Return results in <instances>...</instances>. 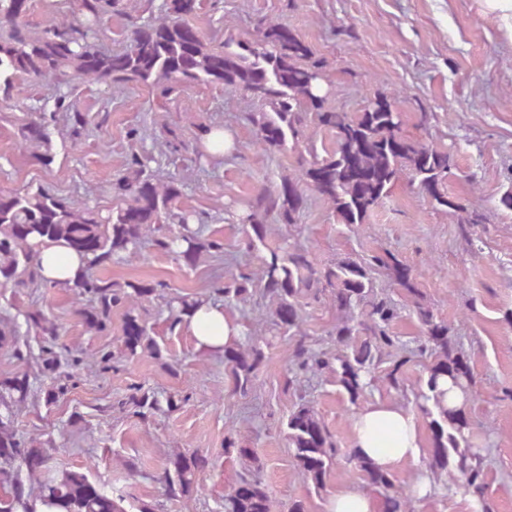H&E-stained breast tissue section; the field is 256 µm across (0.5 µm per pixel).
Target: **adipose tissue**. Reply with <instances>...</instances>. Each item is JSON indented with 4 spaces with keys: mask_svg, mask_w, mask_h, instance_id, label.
<instances>
[{
    "mask_svg": "<svg viewBox=\"0 0 512 512\" xmlns=\"http://www.w3.org/2000/svg\"><path fill=\"white\" fill-rule=\"evenodd\" d=\"M190 328L199 346L213 350L238 336L239 327L222 308L207 306L192 318ZM352 446L381 470L398 471L421 452L416 415L389 401H376L357 411L351 424Z\"/></svg>",
    "mask_w": 512,
    "mask_h": 512,
    "instance_id": "adipose-tissue-1",
    "label": "adipose tissue"
}]
</instances>
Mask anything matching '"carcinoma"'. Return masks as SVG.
Instances as JSON below:
<instances>
[{
    "label": "carcinoma",
    "instance_id": "cac0c4a2",
    "mask_svg": "<svg viewBox=\"0 0 512 512\" xmlns=\"http://www.w3.org/2000/svg\"><path fill=\"white\" fill-rule=\"evenodd\" d=\"M200 8L199 0H168L165 13L136 26L125 48L105 53L97 40L112 0H72V20L66 25L49 24L30 29L23 23L28 0H0V94L13 98L16 82L39 85L50 81L109 86L142 83L166 97L178 87L192 84H221L241 89L252 99L271 108L269 112L246 115L265 149L279 151L288 141L306 138L312 121L335 133V146L301 168L298 175H284L276 189L261 193L240 217L244 244L249 249L266 245L273 234L266 217L274 214L279 223L294 226L305 203V188L330 204L343 224L360 225L370 212L388 197L395 182L406 177L426 192L435 205L458 215L462 224L483 223L477 208L461 204L441 192L448 175V152L400 135L401 113L375 108L348 115L324 108L328 97L323 63L309 46L287 26L271 23L253 40L229 38L222 45L206 43L191 18ZM32 153L45 165L54 160L52 139L46 126L35 123L23 131ZM150 158L130 155L128 171L112 183L114 195L122 201L116 208L102 209L90 199L65 200L46 189L4 193L0 202V286L66 288L95 301L82 312L87 328L102 332L112 308H127L120 352L134 357H161L153 327L135 313L144 300L162 296L165 285L143 281L119 284L102 275L112 264H123L136 256L143 240L155 236V245L196 267L207 256L223 250L218 240L204 237L197 227L196 211H172L171 204L182 195V182L170 176L158 177L149 167ZM179 224L175 235L163 233L169 221ZM79 252L80 265L65 280H46L39 274L40 249L57 245ZM388 271L390 279L408 291L414 290L411 274L393 259L373 256L320 267L312 253L297 242L283 238L261 258L255 273L232 275L224 295L247 300L249 290L260 286L269 298L268 334L241 331V339L220 349L232 391L246 394L254 387L258 371L271 345L269 336H300L306 301L329 300L336 309V350L313 351L297 345L295 373H330L351 401L370 385L372 370L385 356L399 348L393 325L397 306L375 294V273ZM206 305L186 296L168 302L171 325L190 322ZM425 341L418 354L430 359L427 380L417 395L421 412L429 419L432 435L430 468L448 471V464L466 476L469 486L483 489L484 474L479 455L472 451L469 421L443 403L441 382L469 392L464 377L455 368L468 364L467 356L448 337V325L422 306L416 310ZM29 328L37 336H57L60 326L40 310L27 314ZM0 512H126L125 495L112 493L89 480L82 472L62 470L43 476L39 469L27 471L29 486L19 479L15 462L49 459L45 448H26L13 426L14 410L0 395ZM286 435L289 447L303 475L316 488L324 481L338 453L336 442L312 407L299 403L288 415ZM356 461L370 484L386 491L394 489L389 474L361 459ZM173 469L165 470L164 483L174 497L190 491L196 459L177 456ZM244 493L224 495V512H274L262 482L244 477Z\"/></svg>",
    "mask_w": 512,
    "mask_h": 512
}]
</instances>
